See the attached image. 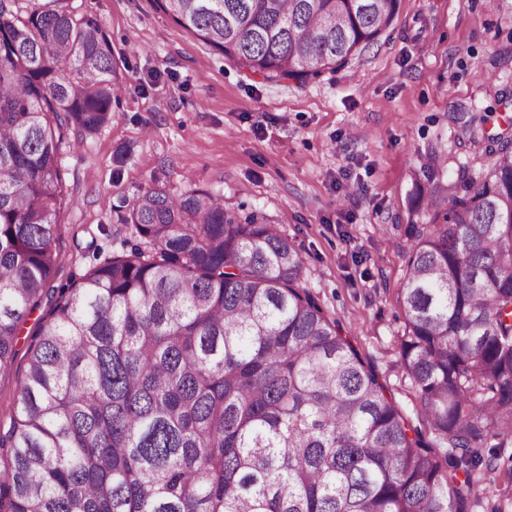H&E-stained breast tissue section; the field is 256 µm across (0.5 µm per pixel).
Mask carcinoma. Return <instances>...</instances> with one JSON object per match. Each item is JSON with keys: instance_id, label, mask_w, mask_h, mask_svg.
<instances>
[{"instance_id": "1", "label": "carcinoma", "mask_w": 512, "mask_h": 512, "mask_svg": "<svg viewBox=\"0 0 512 512\" xmlns=\"http://www.w3.org/2000/svg\"><path fill=\"white\" fill-rule=\"evenodd\" d=\"M0 0V373L35 327L7 432L0 512H474L512 461V140L480 179L435 163L413 224L398 354L416 419L302 286L304 260L221 196L157 185L136 241L53 285L66 131L124 87L100 24ZM265 80L336 72L400 0H154Z\"/></svg>"}]
</instances>
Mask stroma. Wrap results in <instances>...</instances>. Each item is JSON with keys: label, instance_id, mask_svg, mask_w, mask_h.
Returning <instances> with one entry per match:
<instances>
[{"label": "stroma", "instance_id": "obj_1", "mask_svg": "<svg viewBox=\"0 0 512 512\" xmlns=\"http://www.w3.org/2000/svg\"><path fill=\"white\" fill-rule=\"evenodd\" d=\"M51 3L97 19L127 86L108 124L60 146L56 285L125 250L123 217L149 187L209 190L295 245L309 291L414 415L398 295L423 165L475 178L486 139L512 136V0H401L377 43L305 85L248 77L152 0L16 8Z\"/></svg>", "mask_w": 512, "mask_h": 512}]
</instances>
